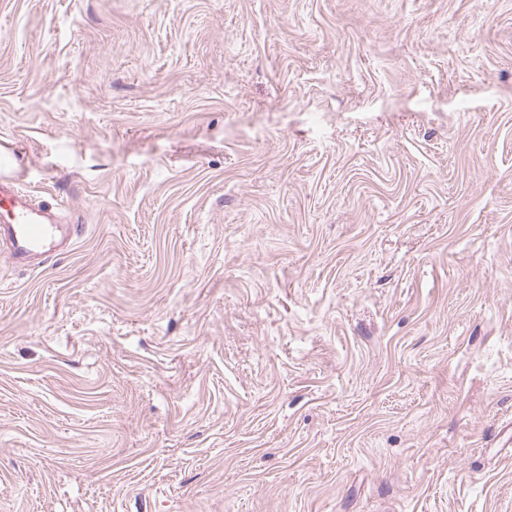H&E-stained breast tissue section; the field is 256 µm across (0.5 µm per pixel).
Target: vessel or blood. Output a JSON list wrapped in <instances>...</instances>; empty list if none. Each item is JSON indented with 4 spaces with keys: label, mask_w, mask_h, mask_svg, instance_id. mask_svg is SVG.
<instances>
[{
    "label": "vessel or blood",
    "mask_w": 512,
    "mask_h": 512,
    "mask_svg": "<svg viewBox=\"0 0 512 512\" xmlns=\"http://www.w3.org/2000/svg\"><path fill=\"white\" fill-rule=\"evenodd\" d=\"M81 231L80 225L59 223L56 208L34 203L14 181L0 179V246L16 266L49 257Z\"/></svg>",
    "instance_id": "1"
}]
</instances>
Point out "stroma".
I'll return each mask as SVG.
<instances>
[{
  "mask_svg": "<svg viewBox=\"0 0 512 512\" xmlns=\"http://www.w3.org/2000/svg\"><path fill=\"white\" fill-rule=\"evenodd\" d=\"M0 512H512V0H0ZM58 210L34 203L18 184L0 179V245L18 267L31 259H45L82 231L79 224H58Z\"/></svg>",
  "mask_w": 512,
  "mask_h": 512,
  "instance_id": "1",
  "label": "stroma"
}]
</instances>
